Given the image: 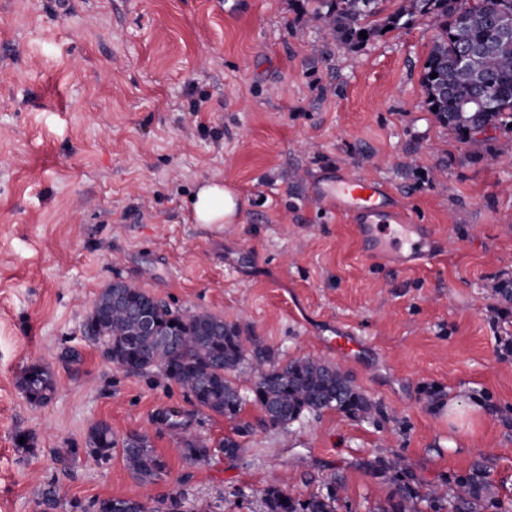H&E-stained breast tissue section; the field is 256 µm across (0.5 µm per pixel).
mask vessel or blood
<instances>
[{
	"mask_svg": "<svg viewBox=\"0 0 512 512\" xmlns=\"http://www.w3.org/2000/svg\"><path fill=\"white\" fill-rule=\"evenodd\" d=\"M310 196L314 202L351 219L369 258L412 269L439 255L434 230L402 211L378 180L340 168L314 180ZM322 345L339 360L367 363L374 357L370 345L342 325Z\"/></svg>",
	"mask_w": 512,
	"mask_h": 512,
	"instance_id": "1",
	"label": "vessel or blood"
}]
</instances>
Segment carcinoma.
<instances>
[{
  "label": "carcinoma",
  "mask_w": 512,
  "mask_h": 512,
  "mask_svg": "<svg viewBox=\"0 0 512 512\" xmlns=\"http://www.w3.org/2000/svg\"><path fill=\"white\" fill-rule=\"evenodd\" d=\"M308 17L321 20L332 34L360 44L382 33L388 26L398 28L417 16L431 17L437 33L425 63L421 83L426 104L435 119L458 139L478 152L485 141L470 135L474 126L498 129L512 123V40H499L491 31L487 16L468 0H399L392 13L380 19L383 0H313ZM365 33L367 38L360 37ZM437 77H431L432 73ZM492 89L496 98L491 107L477 109L474 103ZM128 304L151 297L132 282H123ZM154 330L147 332L134 320L127 307L114 303L112 289L103 287L84 321V332L104 348L107 359L129 374L154 370L183 388L193 402L211 412L237 418L247 400L262 408L273 427L286 426L304 412L335 409L353 419H367L374 404L341 368L330 362L299 356L284 364H274L250 379V394L239 387L235 372L248 358L264 360L269 348L258 338L245 342L239 329L208 311L180 313L153 299ZM19 388L31 403L50 399L55 388L52 370L37 362L24 367ZM169 425L179 430L185 457L201 463L209 459L210 447L182 429L176 420ZM122 448L128 470L144 483H152L165 471L164 459L152 449L147 435L129 434L118 442L105 422L91 426L85 452L99 463L112 459V450ZM495 499L493 486L479 469L460 478L453 491L429 485L424 491H404L379 504L374 512H421L426 502L448 512H485ZM263 512H336V489L300 501L279 484L263 490ZM102 512H189L182 494L158 498L148 504L128 498L109 497L96 502Z\"/></svg>",
  "instance_id": "obj_1"
}]
</instances>
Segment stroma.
Instances as JSON below:
<instances>
[{
    "mask_svg": "<svg viewBox=\"0 0 512 512\" xmlns=\"http://www.w3.org/2000/svg\"><path fill=\"white\" fill-rule=\"evenodd\" d=\"M310 0H0V512H56L107 497L181 493L193 512H263L272 476L305 500L340 485L336 512H373L398 487L454 485L482 466L512 512V154L472 153L429 111L421 84L434 22L364 44L307 22ZM348 167L449 237L432 264L362 259L351 224L309 186ZM236 183L241 221L196 224L206 180ZM135 282L172 309L206 310L283 363L327 359L331 321L374 345L344 364L368 419L304 413L229 419L159 372L115 368L83 324L101 288ZM39 361L56 388L18 386ZM480 412H471L473 403ZM465 411L463 422L448 407ZM235 458L194 463L165 419ZM150 436L166 464L141 483L121 450L87 456L90 426ZM402 456L400 478L378 464ZM19 388L30 403H43L50 399L54 391V374L46 365L33 362L22 370Z\"/></svg>",
    "mask_w": 512,
    "mask_h": 512,
    "instance_id": "1",
    "label": "stroma"
}]
</instances>
